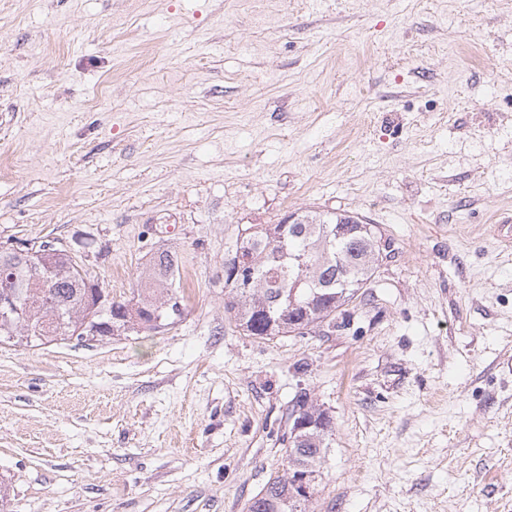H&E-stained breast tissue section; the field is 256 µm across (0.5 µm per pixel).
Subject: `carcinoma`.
Listing matches in <instances>:
<instances>
[{"label":"carcinoma","instance_id":"obj_1","mask_svg":"<svg viewBox=\"0 0 512 512\" xmlns=\"http://www.w3.org/2000/svg\"><path fill=\"white\" fill-rule=\"evenodd\" d=\"M299 224H253L245 229L235 251L251 259L253 286L242 288L234 278L236 266L224 267V287L230 289L225 308L234 313L237 325L260 339L303 334L319 323L336 318V311L371 281L380 262L378 242L382 232L358 216L310 211ZM284 229V240L271 233ZM40 257L13 255L1 261L0 295L11 294L20 306L32 308L23 321L0 318V342L23 336L26 342H53L82 335L77 333L81 313L89 302H101L99 322H112V330L125 327L157 329L158 323L177 318L164 298L174 293L179 274L178 256L162 251L140 275L137 300L116 301L103 293L88 275L70 271L65 255L48 259L50 273L42 281L31 278L32 264ZM291 428L299 420L332 425L327 412L314 404L305 392L294 397ZM329 432L312 428L300 441L288 437V466L268 479L247 503L246 512H298L302 497L293 485L299 472L315 473L328 447Z\"/></svg>","mask_w":512,"mask_h":512}]
</instances>
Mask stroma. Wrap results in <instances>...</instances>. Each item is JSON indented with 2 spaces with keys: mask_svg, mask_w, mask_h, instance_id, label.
<instances>
[{
  "mask_svg": "<svg viewBox=\"0 0 512 512\" xmlns=\"http://www.w3.org/2000/svg\"><path fill=\"white\" fill-rule=\"evenodd\" d=\"M347 211L390 253L329 323L249 336L243 229ZM512 0H0V244L155 330L0 343V512H246L294 396L332 418L303 512H512Z\"/></svg>",
  "mask_w": 512,
  "mask_h": 512,
  "instance_id": "obj_1",
  "label": "stroma"
}]
</instances>
